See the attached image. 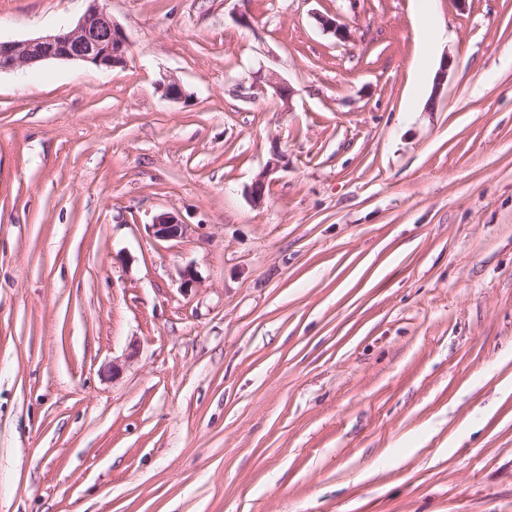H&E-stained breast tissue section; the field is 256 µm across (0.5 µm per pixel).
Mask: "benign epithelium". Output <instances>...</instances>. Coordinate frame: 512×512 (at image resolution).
Listing matches in <instances>:
<instances>
[{"label": "benign epithelium", "mask_w": 512, "mask_h": 512, "mask_svg": "<svg viewBox=\"0 0 512 512\" xmlns=\"http://www.w3.org/2000/svg\"><path fill=\"white\" fill-rule=\"evenodd\" d=\"M92 0V5L78 23L54 34L25 41L0 40V72L30 67L46 60H69L114 69L128 63L130 44L123 29L112 16ZM163 98L184 100L187 94L174 78L158 84ZM237 96L257 101L273 94L290 107L293 91L276 74L259 68L250 79L235 84ZM146 229L158 240L169 241L183 237L188 231L178 215L162 212L156 215Z\"/></svg>", "instance_id": "7a95c632"}]
</instances>
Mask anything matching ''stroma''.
Wrapping results in <instances>:
<instances>
[{
	"label": "stroma",
	"instance_id": "1",
	"mask_svg": "<svg viewBox=\"0 0 512 512\" xmlns=\"http://www.w3.org/2000/svg\"><path fill=\"white\" fill-rule=\"evenodd\" d=\"M100 4L0 73V512H512V0ZM78 23L54 34L25 41L0 40V72L30 67L46 60H69L114 69L128 63L130 44L123 29L97 2ZM270 90L273 91V96L283 102L284 106H290L292 89L281 82L276 74L263 67L253 72L250 79L236 83L233 91L238 97L257 101L266 98ZM146 229L158 240L169 241L183 237L188 226L184 224L179 216L170 212H162L156 215Z\"/></svg>",
	"mask_w": 512,
	"mask_h": 512
}]
</instances>
